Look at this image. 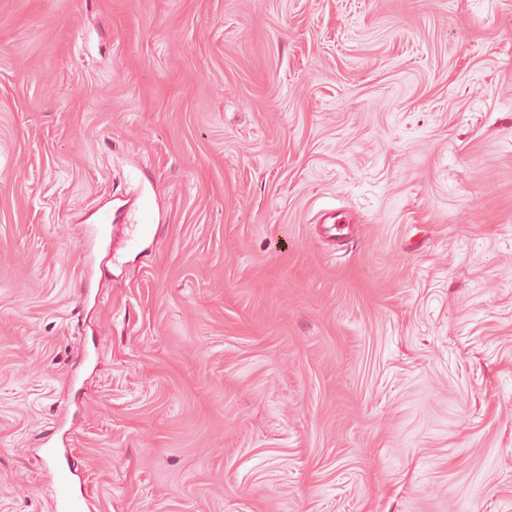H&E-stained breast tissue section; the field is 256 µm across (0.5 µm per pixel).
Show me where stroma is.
Listing matches in <instances>:
<instances>
[{"instance_id": "1", "label": "stroma", "mask_w": 512, "mask_h": 512, "mask_svg": "<svg viewBox=\"0 0 512 512\" xmlns=\"http://www.w3.org/2000/svg\"><path fill=\"white\" fill-rule=\"evenodd\" d=\"M47 437L90 512H512V0H0V512ZM318 224H322L323 232L331 240H346L349 235L350 227L347 224H353V219L344 212L323 213L319 216Z\"/></svg>"}]
</instances>
